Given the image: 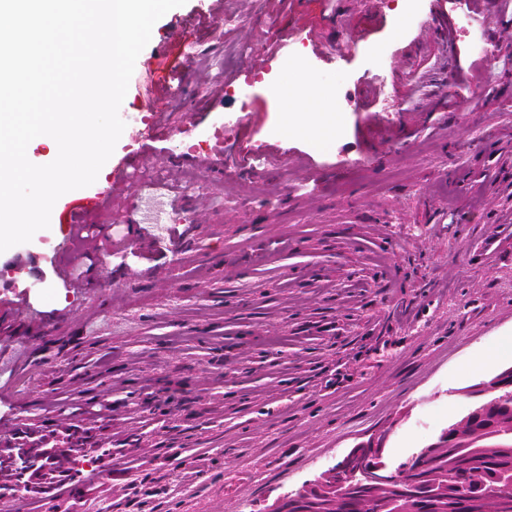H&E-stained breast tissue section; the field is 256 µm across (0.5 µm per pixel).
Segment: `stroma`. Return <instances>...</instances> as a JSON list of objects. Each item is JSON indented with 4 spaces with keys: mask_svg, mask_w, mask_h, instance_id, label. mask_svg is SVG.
Segmentation results:
<instances>
[{
    "mask_svg": "<svg viewBox=\"0 0 512 512\" xmlns=\"http://www.w3.org/2000/svg\"><path fill=\"white\" fill-rule=\"evenodd\" d=\"M220 7L216 27L200 0L155 23L133 76L185 27L168 60L190 73L183 94H126L95 183L0 253V316L31 298L0 328L11 425L64 430L68 403L114 407L80 425L110 451L99 489L39 495L37 512H264L381 430L399 467L512 366V18L498 0L477 22L450 0ZM277 32L287 51L270 49ZM273 85L335 113L334 131L286 134ZM155 122V140L132 139ZM192 151L216 164L196 187L179 164ZM125 157L179 201L134 184L130 205L90 215L131 231L65 290L64 211Z\"/></svg>",
    "mask_w": 512,
    "mask_h": 512,
    "instance_id": "35a3bbf8",
    "label": "stroma"
}]
</instances>
